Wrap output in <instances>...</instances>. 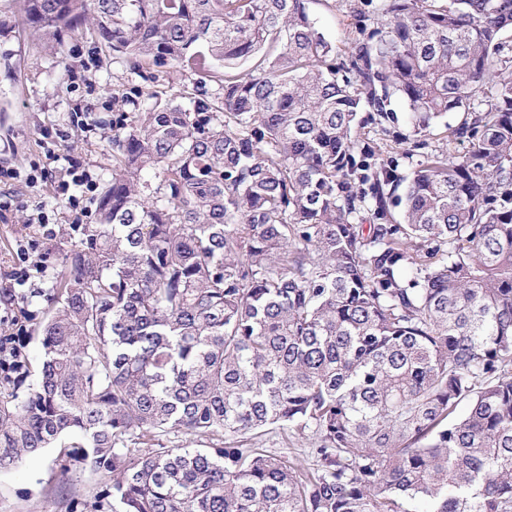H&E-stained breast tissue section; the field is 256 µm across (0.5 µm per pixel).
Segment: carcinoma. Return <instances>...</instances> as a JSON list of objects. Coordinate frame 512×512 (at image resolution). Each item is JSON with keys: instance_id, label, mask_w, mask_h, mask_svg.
<instances>
[{"instance_id": "1", "label": "carcinoma", "mask_w": 512, "mask_h": 512, "mask_svg": "<svg viewBox=\"0 0 512 512\" xmlns=\"http://www.w3.org/2000/svg\"><path fill=\"white\" fill-rule=\"evenodd\" d=\"M309 2L18 0L141 79L94 222L3 293L0 472L104 476L64 512H512V0H379L342 58ZM166 67L189 106L145 90ZM395 96L417 134L481 106L466 150L400 175L357 138ZM266 428L315 466L246 446Z\"/></svg>"}]
</instances>
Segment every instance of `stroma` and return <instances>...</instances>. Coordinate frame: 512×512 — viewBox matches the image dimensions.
<instances>
[{
	"label": "stroma",
	"instance_id": "stroma-1",
	"mask_svg": "<svg viewBox=\"0 0 512 512\" xmlns=\"http://www.w3.org/2000/svg\"><path fill=\"white\" fill-rule=\"evenodd\" d=\"M309 8L325 36L342 50L360 37L354 11L366 12L368 27L381 22L371 0H311ZM130 78L124 60L91 32L66 37L61 52L50 51L26 25L16 0H0V169L19 174L0 182V289L13 285L21 243L39 241L38 251L30 255L34 262L63 244L67 216L57 205L54 187L70 162L82 164L97 184L111 179L112 92ZM392 107L398 120L390 135L369 124L360 136L377 143L402 175H411L427 154L466 149L467 140L447 132L466 119L465 109L448 113L430 135L419 137L404 120V102L394 99ZM36 165L45 168L47 177L31 185L25 177ZM39 207L46 209L56 231L52 240H42L40 226L29 221ZM54 454L49 448L0 472V512H59Z\"/></svg>",
	"mask_w": 512,
	"mask_h": 512
}]
</instances>
